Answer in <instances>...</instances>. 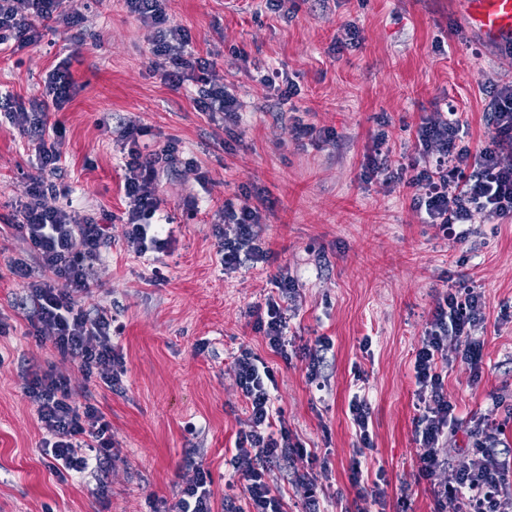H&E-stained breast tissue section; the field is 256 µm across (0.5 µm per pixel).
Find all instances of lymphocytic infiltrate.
Wrapping results in <instances>:
<instances>
[{"label":"lymphocytic infiltrate","mask_w":512,"mask_h":512,"mask_svg":"<svg viewBox=\"0 0 512 512\" xmlns=\"http://www.w3.org/2000/svg\"><path fill=\"white\" fill-rule=\"evenodd\" d=\"M62 0H0V48L14 43L22 49L38 44L45 21L59 18ZM129 12L156 29L152 69L164 83L181 87L200 83L196 99L203 112H221L236 118L238 101L217 79L213 60L201 57L190 46L185 30L169 26L161 0H126ZM71 61H63L50 73L43 96L29 102L4 100L9 122L21 136L37 142V173L27 187V199L17 209L10 226L22 233L37 254L38 269L15 262L11 271L29 281L33 303L31 326L36 336H48L58 353L76 363L84 381L100 379L106 386L119 385L124 361L111 341V321L91 315L80 304L87 293L96 261L112 242L111 225L99 218L47 204L46 196L60 179L63 129L48 121L49 110H62L72 97ZM485 118L493 133L479 151L465 145V125L455 105L446 114L423 118L413 154L397 170H390L382 147L386 132H378L366 156V176L385 175L390 188H421L414 208L422 223L448 231L471 223L475 215L490 222L512 218V84L491 88L484 100ZM149 128L127 125L121 133L120 152L125 159L123 198L126 220L122 234L137 256L165 252L163 225L154 221L161 210L160 174L183 164L176 141L159 150L143 152L141 137ZM219 221L225 230L218 254L225 273L238 272L246 263L267 258V251L253 232L260 223L258 206L247 191L225 200ZM275 292L265 301L254 326L270 349L288 356V302L295 283L287 271H279ZM485 297L466 281L451 282L427 324L426 340L417 351L413 371L420 414L417 418L418 471L433 475L443 461L440 444L455 421V406L448 398L443 371L448 364V343L458 342L464 360L479 365L483 343L475 333L485 322ZM235 383L249 412L248 428L240 432L229 463L243 482L245 500H238L234 483H227L224 512H286L285 503L265 480L281 461L304 455L303 445L289 432L282 407L276 406L277 387L272 369L249 347H240L233 360ZM26 394L36 406L38 421L47 433L42 452L52 461L59 479L70 472H84L90 464L112 463L121 458L112 439L110 424L92 403L77 404L70 378L48 371L33 372ZM501 426L476 422L469 432L474 457L460 469L448 472L445 483L434 486L437 501L457 502V512H512V498L504 486L512 478V450L501 447Z\"/></svg>","instance_id":"f902f5d3"}]
</instances>
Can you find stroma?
Instances as JSON below:
<instances>
[{
    "label": "stroma",
    "mask_w": 512,
    "mask_h": 512,
    "mask_svg": "<svg viewBox=\"0 0 512 512\" xmlns=\"http://www.w3.org/2000/svg\"><path fill=\"white\" fill-rule=\"evenodd\" d=\"M293 13L264 0H163L169 25L184 29L200 56L216 63L240 103L238 120L199 111L196 85L174 89L150 66L154 27L123 0H66L81 18L50 22L41 46L0 52V94L39 96L50 71L72 59L71 101L49 122L65 130L63 185L73 210L122 217L121 156L127 124L145 126L149 149L176 140L198 169L165 173L160 195L168 224L164 254L136 256L121 226L94 268L81 298L106 311L118 330L112 343L125 361L120 389L93 387L121 460L62 482L42 454L45 435L25 387L33 371H53L83 384L75 363L36 338L27 282L10 265L35 266L29 241L6 227L25 199L35 169L25 138L0 116V512H167L196 468L211 474V504L221 512L231 450L247 427L233 359L247 346L270 366L293 437L307 448L292 464L271 467L267 481L288 502L295 475L316 476L324 512L371 507L374 477H383L385 512H453L438 508L434 484L449 468L469 464L471 418L504 423L512 448V222L475 217L465 241L421 223L412 191L390 190L361 175L378 131L388 134L389 163L411 152L423 118L454 99L469 127L471 149L491 135L479 89L512 81V56L467 25L458 0H296ZM352 21L359 49L334 51L339 26ZM278 69L299 93L281 105L257 81ZM333 129L330 142H298L295 120ZM250 190L262 214L253 228L267 261L224 274L216 254L215 215L238 189ZM287 269L297 288L288 326L300 352L283 360L266 346L250 310L264 304L273 279ZM463 278L486 298L479 366L448 344L445 385L459 424L440 450L445 466L418 474L412 365L449 279ZM317 382L308 379L317 337ZM370 403L372 443L359 440L349 413L355 392ZM366 475L351 481L353 466Z\"/></svg>",
    "instance_id": "35a3bbf8"
}]
</instances>
